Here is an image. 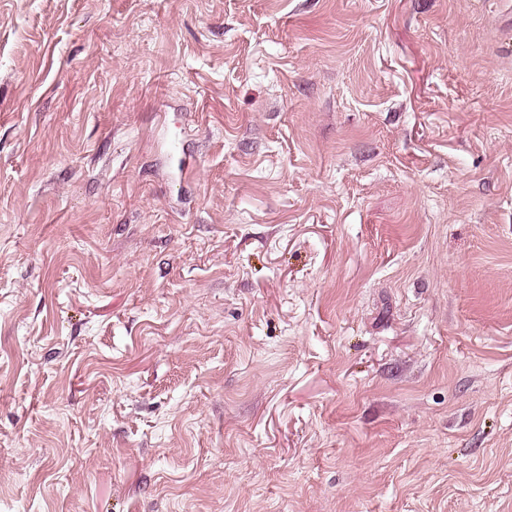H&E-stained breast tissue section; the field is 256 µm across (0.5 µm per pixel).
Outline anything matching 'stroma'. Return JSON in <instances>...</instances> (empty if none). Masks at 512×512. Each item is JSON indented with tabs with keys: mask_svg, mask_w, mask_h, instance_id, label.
Wrapping results in <instances>:
<instances>
[{
	"mask_svg": "<svg viewBox=\"0 0 512 512\" xmlns=\"http://www.w3.org/2000/svg\"><path fill=\"white\" fill-rule=\"evenodd\" d=\"M0 512H512V8L0 0Z\"/></svg>",
	"mask_w": 512,
	"mask_h": 512,
	"instance_id": "1",
	"label": "stroma"
}]
</instances>
